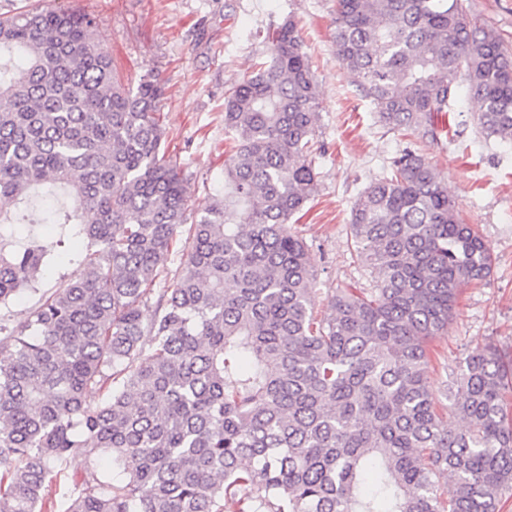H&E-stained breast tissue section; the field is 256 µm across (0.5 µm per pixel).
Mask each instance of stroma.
Segmentation results:
<instances>
[{"instance_id": "stroma-1", "label": "stroma", "mask_w": 512, "mask_h": 512, "mask_svg": "<svg viewBox=\"0 0 512 512\" xmlns=\"http://www.w3.org/2000/svg\"><path fill=\"white\" fill-rule=\"evenodd\" d=\"M35 5L79 9L96 20V38L110 52L125 87L159 78L165 86L161 152L180 166L189 212L197 214L224 193V164L232 139L224 127V95L265 58L261 35L294 21L309 54L319 107L314 146L317 186L290 222L311 249L317 273L311 308L326 315L336 289L372 287L350 236V209L404 148L435 166L463 221L475 225L492 254L488 280L461 289L447 331L431 342L430 390L437 404L465 357L495 342L512 352V152L488 148L473 116L476 102L460 101L443 119L453 146L418 135L402 137L377 119L352 74L338 62L332 19L336 0H0V14ZM471 16L512 49V0H469ZM77 265L52 261L36 289L21 288L0 305V323L24 322L41 296L77 275Z\"/></svg>"}]
</instances>
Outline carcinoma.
<instances>
[{
    "label": "carcinoma",
    "mask_w": 512,
    "mask_h": 512,
    "mask_svg": "<svg viewBox=\"0 0 512 512\" xmlns=\"http://www.w3.org/2000/svg\"><path fill=\"white\" fill-rule=\"evenodd\" d=\"M333 25L389 130L437 137L463 90L512 149V52L464 0H336ZM95 29L73 9L0 17V225L68 228L49 247L0 234V301L56 256L81 267L0 325V512H56L74 456H108L125 479L87 470L66 512H498L512 357L494 343L466 357L443 411L428 385L432 338L493 266L436 169L405 150L360 194L349 228L374 286L336 290L318 319L314 260L289 227L316 187L318 108L294 23L224 96V198L190 224L160 156L164 87L125 88ZM73 236L89 247L70 253Z\"/></svg>",
    "instance_id": "obj_1"
}]
</instances>
